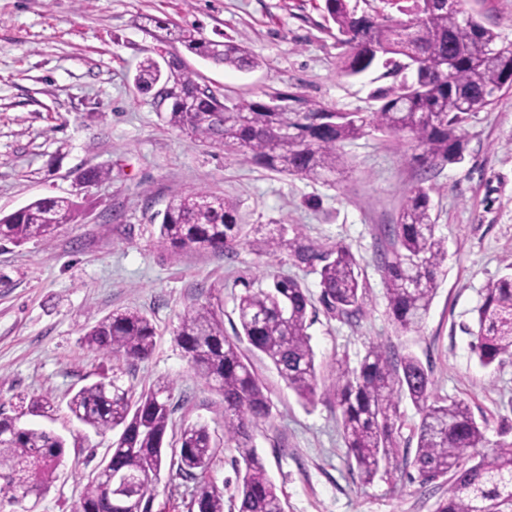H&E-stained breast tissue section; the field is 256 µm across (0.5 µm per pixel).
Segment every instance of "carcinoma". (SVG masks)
<instances>
[{
	"mask_svg": "<svg viewBox=\"0 0 512 512\" xmlns=\"http://www.w3.org/2000/svg\"><path fill=\"white\" fill-rule=\"evenodd\" d=\"M399 3L408 19L358 13L350 0H325L338 43L346 47L341 73L354 77L383 65L387 73L411 72V80L377 92L379 109L369 116L338 112L303 99L300 106L285 92L247 103L234 101L199 82L196 72L177 56L161 63L146 56L135 85L153 94L167 84L192 100L190 108L168 106L167 123L219 150L235 151L265 169L324 182L348 169L341 145L368 128L407 135L417 153L413 160L429 172L437 165L458 164L466 148L464 124L471 110L493 107L494 93L512 79V42L483 25L466 9L451 10L448 0ZM179 41L194 54L239 71L260 65L248 48L233 40H209L183 30ZM79 215L69 197L36 199L0 218V240L22 244L52 235ZM391 250L381 253L391 318L403 330L423 322L448 256L438 235L428 189L417 186L406 197L397 221L388 226ZM235 206L208 190H177L163 213L157 245L171 256L191 249L222 253L240 236ZM286 250L293 261L319 267V302L342 318L363 309L365 286L350 248H330L304 241L301 233L286 237L285 228L268 233L263 251ZM239 326L224 332V319L211 302L196 304L179 317L175 341L196 375L224 402V443L234 448V496L239 512H284L278 489L252 445V432L271 416L266 388L240 350L247 340L275 366L290 389L313 403L319 388L315 352L308 334L313 298L300 281L278 276L265 288H246L236 298ZM472 349L485 368L512 360V273L487 283L467 329ZM150 320L133 309L115 310L91 326L83 346L115 360L112 379L81 387L68 401L71 414L101 433L115 431L108 463L112 470L136 478L137 512H152L163 469H176L195 481L189 512H224V491L209 473L218 445L204 424L185 427L179 447L168 449L166 435L173 413L172 383L164 378L135 391L121 383L122 366L144 361L156 346ZM432 379L412 355L372 345L351 368L340 364L330 390L341 412V430L348 457L365 484L400 463H412L428 483L448 477V495L434 512H512V442L487 446V424L475 419L462 400H438ZM410 400L421 414L415 429L413 460L401 453L399 405ZM28 412L47 417L49 396L28 400ZM0 494L20 496L35 489L44 496L67 455L66 441L43 427L23 426L19 417L0 411ZM115 483L101 472L85 485L79 503L83 512H113Z\"/></svg>",
	"mask_w": 512,
	"mask_h": 512,
	"instance_id": "1",
	"label": "carcinoma"
}]
</instances>
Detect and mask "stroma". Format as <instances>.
<instances>
[{
    "label": "stroma",
    "instance_id": "obj_1",
    "mask_svg": "<svg viewBox=\"0 0 512 512\" xmlns=\"http://www.w3.org/2000/svg\"><path fill=\"white\" fill-rule=\"evenodd\" d=\"M465 8L512 41V0H465ZM156 18L172 29L161 43L152 34ZM181 27L244 42L262 64L238 71L202 60L176 39ZM156 46L238 101L290 92L366 114L380 106L377 90L400 82L380 66L357 77L341 74L343 48L324 0H0V216L44 197L66 196L80 206L77 220L49 237L0 241V410L14 415L20 398L51 393L53 419L33 423L68 445L38 512H73L89 476L111 453L115 432L79 423L66 403L111 372V359L81 339L113 310H138L156 329L152 356L125 365L122 381L137 390L161 377L172 382L168 443L195 423L223 439L222 400L195 376L174 340L180 314L216 296L229 333L245 285L263 288L288 276L320 294L318 271L287 254L258 251V226L296 228L310 242L348 246L367 289L355 319L321 306L309 314L319 379L314 403H302L263 354L242 347L272 402L253 444L284 512H434L447 479L426 484L403 465L361 483L328 387L339 361L358 365L378 343L416 356L436 397L465 400L476 420H487L489 441H512V361L483 368L467 332L485 285L512 267V91L470 115L462 163L423 172L409 138L370 129L342 147L348 174L325 183L263 169L171 128L164 107L133 82ZM89 167L110 176L80 185L77 177ZM419 185L430 190L448 258L421 326L404 331L389 316L378 259L389 247L386 227ZM197 188L235 203L241 238L224 253L170 256L156 244L158 214L173 191Z\"/></svg>",
    "mask_w": 512,
    "mask_h": 512
}]
</instances>
